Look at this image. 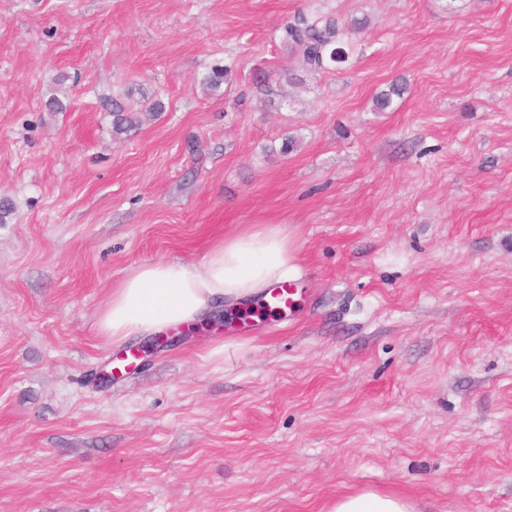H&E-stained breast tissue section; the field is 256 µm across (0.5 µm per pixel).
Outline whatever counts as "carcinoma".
Masks as SVG:
<instances>
[{"label": "carcinoma", "instance_id": "carcinoma-1", "mask_svg": "<svg viewBox=\"0 0 512 512\" xmlns=\"http://www.w3.org/2000/svg\"><path fill=\"white\" fill-rule=\"evenodd\" d=\"M283 42L288 52L300 58L310 72L334 70L348 61L349 47L344 42V30L332 18L311 22L300 16L287 23L283 29ZM233 74L230 64L216 65L204 79L203 84L210 90L219 88ZM402 86L393 84L389 90L383 91L374 98L375 108L379 111L387 109L392 96L400 95ZM164 105L159 100L149 103L142 112H127L118 104L112 108V131L120 136L131 129L153 120Z\"/></svg>", "mask_w": 512, "mask_h": 512}]
</instances>
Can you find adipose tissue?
<instances>
[{"label":"adipose tissue","instance_id":"ef3b65f1","mask_svg":"<svg viewBox=\"0 0 512 512\" xmlns=\"http://www.w3.org/2000/svg\"><path fill=\"white\" fill-rule=\"evenodd\" d=\"M296 255L273 224H260L215 243L200 266L179 260L146 263L113 288L97 330L109 341L153 336L201 324L224 305L240 306L288 280ZM331 512H411L400 498L373 492L347 495Z\"/></svg>","mask_w":512,"mask_h":512}]
</instances>
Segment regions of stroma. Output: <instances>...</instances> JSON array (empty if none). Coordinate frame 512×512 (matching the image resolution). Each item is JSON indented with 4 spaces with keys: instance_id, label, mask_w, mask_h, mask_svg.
Wrapping results in <instances>:
<instances>
[{
    "instance_id": "1",
    "label": "stroma",
    "mask_w": 512,
    "mask_h": 512,
    "mask_svg": "<svg viewBox=\"0 0 512 512\" xmlns=\"http://www.w3.org/2000/svg\"><path fill=\"white\" fill-rule=\"evenodd\" d=\"M300 13L364 21L347 63L288 54ZM1 199L0 512H512V0H0ZM256 224L294 307L98 336L133 268ZM112 106V131L116 136L127 134L132 128L153 120L164 109L160 100L152 101L142 112H125L124 108L117 102ZM330 512H411V510L410 505L398 497L362 492L340 498Z\"/></svg>"
}]
</instances>
